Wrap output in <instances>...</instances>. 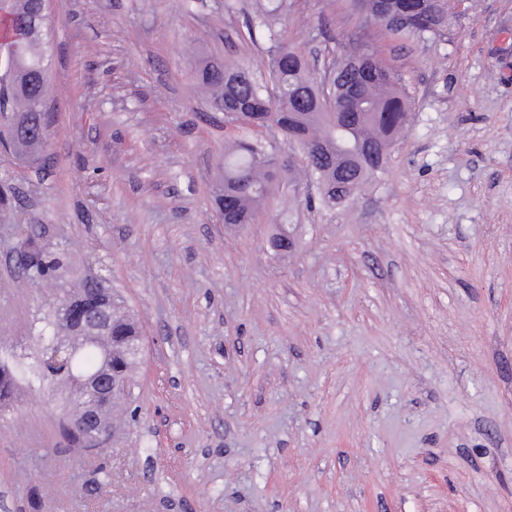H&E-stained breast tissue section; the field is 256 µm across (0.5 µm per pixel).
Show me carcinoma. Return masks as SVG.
Returning <instances> with one entry per match:
<instances>
[{"label": "carcinoma", "mask_w": 512, "mask_h": 512, "mask_svg": "<svg viewBox=\"0 0 512 512\" xmlns=\"http://www.w3.org/2000/svg\"><path fill=\"white\" fill-rule=\"evenodd\" d=\"M295 6L296 0H259L248 20L249 34L267 32L268 82L257 80L247 65L223 66L209 58L198 64V80L210 91L212 107L224 108V122L238 130V136L224 148L222 216L226 224L249 223L281 182L274 176L280 156L272 144L255 136L253 127L274 124L286 140L307 147L311 166L306 168V178L319 185L336 176V192L322 193L320 199L329 207H339L353 198L349 187L357 192L369 179L385 172L387 158H376L373 153L380 144L395 140L410 120V100L398 75L384 61L364 26L354 35L351 50L336 56V68L343 71V91L336 96L340 117L331 123L323 112L320 82L309 76L305 49L274 30ZM353 6L366 22L397 39L441 37L453 16L450 0H353ZM38 12L35 0H0V55H14L18 60L15 78L7 83L9 99L0 104V115L9 112L20 125L35 123L32 108L48 97V77H39L40 72L48 71L47 23L30 31L23 28ZM62 311V303L55 304L46 326L39 330L44 354L60 346ZM138 336V323L121 308H114L109 350L116 374L127 384L121 397L131 393L135 358L129 345ZM99 361L100 350L86 346L67 367L90 371ZM25 373L13 352L0 350L1 411L13 405Z\"/></svg>", "instance_id": "obj_1"}]
</instances>
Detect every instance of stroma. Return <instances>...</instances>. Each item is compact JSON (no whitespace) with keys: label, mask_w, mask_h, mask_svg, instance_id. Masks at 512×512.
<instances>
[{"label":"stroma","mask_w":512,"mask_h":512,"mask_svg":"<svg viewBox=\"0 0 512 512\" xmlns=\"http://www.w3.org/2000/svg\"><path fill=\"white\" fill-rule=\"evenodd\" d=\"M251 0H51L49 143L0 152V347L102 271L142 358L108 447L20 383L0 512H512V0H459L437 40L378 38L412 103L385 173L341 207L214 203L224 142L194 56L264 77ZM298 0L318 62L358 25ZM290 227L293 249L270 240ZM35 236L58 270L23 269Z\"/></svg>","instance_id":"obj_1"}]
</instances>
